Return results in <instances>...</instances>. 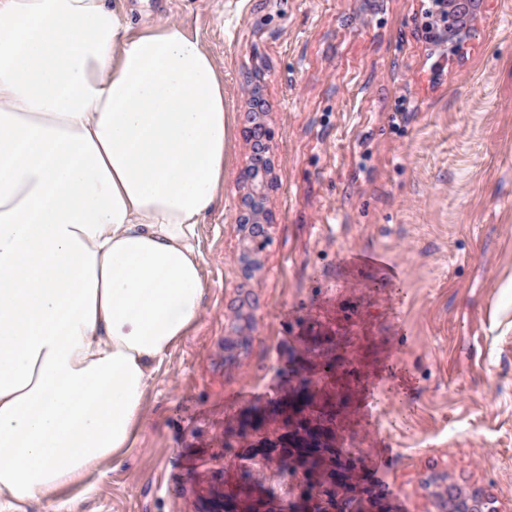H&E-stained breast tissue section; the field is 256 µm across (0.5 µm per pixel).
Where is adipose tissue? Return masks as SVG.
Masks as SVG:
<instances>
[{"label":"adipose tissue","mask_w":512,"mask_h":512,"mask_svg":"<svg viewBox=\"0 0 512 512\" xmlns=\"http://www.w3.org/2000/svg\"><path fill=\"white\" fill-rule=\"evenodd\" d=\"M224 74L127 0H0V512H81L197 327Z\"/></svg>","instance_id":"ef3b65f1"}]
</instances>
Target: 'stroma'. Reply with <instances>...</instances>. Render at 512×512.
Listing matches in <instances>:
<instances>
[{
    "label": "stroma",
    "instance_id": "obj_1",
    "mask_svg": "<svg viewBox=\"0 0 512 512\" xmlns=\"http://www.w3.org/2000/svg\"><path fill=\"white\" fill-rule=\"evenodd\" d=\"M130 3L221 67L227 183L197 329L85 512H435L451 484L512 512V0L439 70L420 0ZM249 83L272 162L257 246L236 222ZM297 408L335 462L258 451Z\"/></svg>",
    "mask_w": 512,
    "mask_h": 512
}]
</instances>
